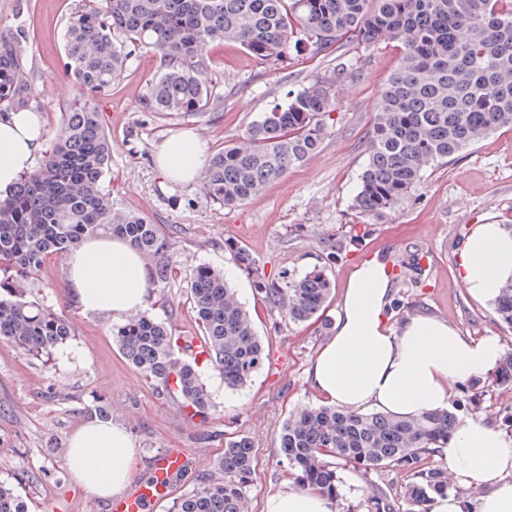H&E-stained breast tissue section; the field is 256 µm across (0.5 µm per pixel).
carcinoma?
<instances>
[{
    "instance_id": "obj_1",
    "label": "carcinoma",
    "mask_w": 512,
    "mask_h": 512,
    "mask_svg": "<svg viewBox=\"0 0 512 512\" xmlns=\"http://www.w3.org/2000/svg\"><path fill=\"white\" fill-rule=\"evenodd\" d=\"M23 29L0 31V111L29 95ZM63 67L82 91L104 95L123 77L129 58L144 49L163 59L162 71L142 95L148 112H200L216 107L201 80L206 47L239 44L271 65L289 51L336 55V76L349 70L346 45L373 48L394 42L398 63L380 91L367 132L366 160L353 208L380 215L411 197L425 170L512 129V0H105L68 18ZM335 81L312 78L287 100L260 113L243 138L215 149L203 168L201 188L225 208L246 204L290 168L314 154L328 134L325 117L336 106ZM112 141L100 113L77 97L62 112L51 148L15 189L0 194V338L28 356L47 357L72 340L71 323L25 296L23 283L39 275L47 257L66 254L104 231L158 257L169 241L147 217L125 211L104 191ZM236 268L251 282L257 303L295 324L322 316L332 279L324 265L303 275L268 277L251 252L224 242ZM196 337L210 354L190 359L191 337L171 324L136 314L113 328L124 357L177 401L184 418L207 417L213 406L206 369L224 376V387H244L261 368L264 347L250 311L224 280L200 265L187 281ZM499 319L512 326V276L494 301ZM492 382L512 385V351ZM460 425L438 409L399 418L333 406L304 407L283 426L280 448L301 486L338 497V468L367 473L401 468L412 476L403 498L408 512H426L435 495L448 493L444 472L427 462ZM255 450L229 438L214 474L172 505V512H243L254 474ZM0 512H24L14 487L0 482Z\"/></svg>"
}]
</instances>
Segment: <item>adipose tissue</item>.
Instances as JSON below:
<instances>
[{"mask_svg":"<svg viewBox=\"0 0 512 512\" xmlns=\"http://www.w3.org/2000/svg\"><path fill=\"white\" fill-rule=\"evenodd\" d=\"M48 131L37 113L0 115V191L31 171ZM204 151L188 131L168 137L157 153L162 176L194 182ZM457 271L477 300L494 301L512 275V233L499 224H478L456 255ZM67 280L84 312L119 320L142 311L150 276L124 239L93 236L70 252ZM393 281L383 261L362 263L350 276L331 336L311 361L306 382L324 404L348 411L369 408L408 417L450 405L458 385L490 373L505 347L495 336L461 335L426 313L391 325ZM445 468L476 498L447 494L430 512H512V437L483 417L465 420L443 451ZM136 450L128 431L92 422L70 440L65 465L78 484L101 497L128 483ZM261 512H338L331 496L312 487L285 483L267 495Z\"/></svg>","mask_w":512,"mask_h":512,"instance_id":"ef3b65f1","label":"adipose tissue"}]
</instances>
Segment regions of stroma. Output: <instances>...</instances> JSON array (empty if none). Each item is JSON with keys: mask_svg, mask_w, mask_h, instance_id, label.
Segmentation results:
<instances>
[{"mask_svg": "<svg viewBox=\"0 0 512 512\" xmlns=\"http://www.w3.org/2000/svg\"><path fill=\"white\" fill-rule=\"evenodd\" d=\"M82 5V0H0V29L21 25L29 31L26 55L35 91L22 106L40 113L51 130L78 95L74 79L63 69L64 32L69 14ZM347 56L355 70L337 87L332 132L320 149L263 194L232 210L207 199L199 183L164 181L156 167L161 143L184 130L194 132L208 154L235 142L259 113L324 74L326 62L292 52L271 66L237 44L217 41L208 48L204 80L221 106L159 114L145 111L141 103L147 81L160 69L158 54L144 50L132 56L110 95L91 96L112 136L105 189L118 207L159 224L171 243L165 259L175 274L164 282L151 280L146 314L193 335L186 281L202 264L223 269L240 300L253 305L251 284L225 252V239L245 244L272 277L323 265L331 245L342 240L347 248L332 267L328 318H335L343 288L358 265L372 258L393 265L418 253L420 270L395 282L392 323L428 313L463 335L496 336L512 347V326L499 320L492 303L471 296L456 269L459 246L474 225L512 224V129L490 134L428 168L400 207L377 217L357 213L351 203L366 158L365 134L399 50L387 43L369 51L351 48ZM25 288L29 297L62 312L74 327L73 339L45 362L0 339V481L15 485L27 512H107V499L75 484L61 455L76 430L98 420L101 403L109 405L110 422L123 426L138 450L132 478H148L166 449L188 452L170 496L151 512H172L175 499L200 487L214 472L224 435L231 433L249 437L256 450L248 512H260L268 494L295 481L282 464L278 436L290 413L317 402L305 370L328 335L320 323L295 324L279 312L259 310L256 330L268 352L261 369L240 390L225 388L223 376L207 372L214 408L206 422L192 423L127 362L112 339V318L81 311L68 291L65 256L50 257L45 274L26 281ZM452 405L460 418L479 412L512 437V386H493L485 378L469 381L456 388ZM338 475L342 504L350 512H370L383 494L394 512H406L399 492L410 483L409 473L385 468L365 475L342 468Z\"/></svg>", "mask_w": 512, "mask_h": 512, "instance_id": "35a3bbf8", "label": "stroma"}]
</instances>
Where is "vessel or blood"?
Listing matches in <instances>:
<instances>
[{"mask_svg":"<svg viewBox=\"0 0 512 512\" xmlns=\"http://www.w3.org/2000/svg\"><path fill=\"white\" fill-rule=\"evenodd\" d=\"M186 460L187 454L183 449L164 451L156 460L151 477L132 483L127 492L109 503V512H149L152 505L169 495L171 479L183 469Z\"/></svg>","mask_w":512,"mask_h":512,"instance_id":"1","label":"vessel or blood"}]
</instances>
